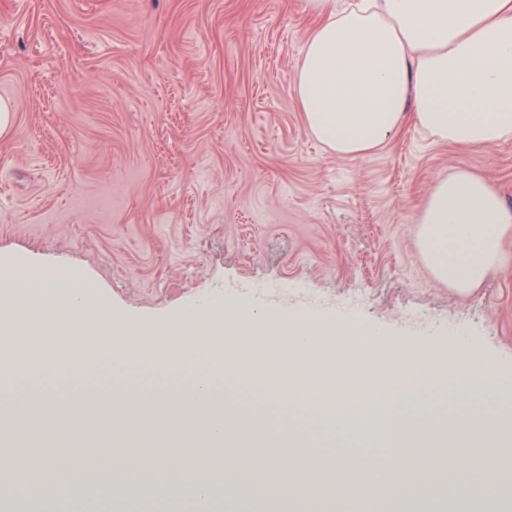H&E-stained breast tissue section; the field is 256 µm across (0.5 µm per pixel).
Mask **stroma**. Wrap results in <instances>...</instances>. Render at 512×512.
<instances>
[{
    "label": "stroma",
    "mask_w": 512,
    "mask_h": 512,
    "mask_svg": "<svg viewBox=\"0 0 512 512\" xmlns=\"http://www.w3.org/2000/svg\"><path fill=\"white\" fill-rule=\"evenodd\" d=\"M311 17L304 0H0V272L23 263L91 282L140 327L240 298L330 304L394 336H457L469 365L411 380L412 415L491 411L444 398L486 362L512 378V234L505 264L459 292L423 262L417 220L437 179L483 174L512 207V140L465 148L408 127L381 149L342 157L306 131L294 95ZM69 357L19 372L26 391L67 398L130 386L168 392L209 373L181 365ZM227 414L248 413L322 458L379 459L377 405L320 389L296 406L265 401L224 369Z\"/></svg>",
    "instance_id": "stroma-1"
}]
</instances>
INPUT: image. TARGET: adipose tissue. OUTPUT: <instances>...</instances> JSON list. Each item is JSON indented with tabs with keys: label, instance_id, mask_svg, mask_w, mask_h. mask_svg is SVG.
<instances>
[{
	"label": "adipose tissue",
	"instance_id": "1",
	"mask_svg": "<svg viewBox=\"0 0 512 512\" xmlns=\"http://www.w3.org/2000/svg\"><path fill=\"white\" fill-rule=\"evenodd\" d=\"M314 19L298 69L294 94L307 132L339 156L358 157L384 146L405 125L458 146H486L512 139V0H306ZM512 232V209L482 175L461 169L437 180L419 218L417 244L434 277L465 291L496 274L501 243ZM0 328L15 335L53 336L63 352L107 355L119 362L161 360L172 365L187 353L205 350L217 364L213 374L186 384V395H163L132 405L100 391L82 393L68 409L44 402L43 436L31 447L0 460L16 483L30 465L45 484L58 474L101 475V493L113 488L136 496L139 480L199 470L188 493L191 503L214 508L219 498L216 470L229 461L228 432L253 436L246 418L228 423L215 396L222 365L246 377L296 385L313 382L350 402L385 396L389 414L380 425L384 453L411 481L426 486L440 470L455 482L479 476L494 485L512 460V415L460 413L447 425L414 427L403 380L420 371L447 374L469 356L457 341L439 346L422 339H397L330 305L275 303L257 309L235 299L176 317L144 331L112 316L93 285L64 270L24 264L0 276ZM95 409L100 446L56 448L51 440L66 421ZM148 438L136 453L113 452V435ZM492 444L480 464L457 453L462 439ZM275 459L261 469L235 471L240 483L276 487L286 473L309 472L305 449L292 440L265 435ZM434 453L427 467L415 448ZM326 479L308 500L341 504L345 487L369 486L370 463L349 458L328 462Z\"/></svg>",
	"mask_w": 512,
	"mask_h": 512
}]
</instances>
